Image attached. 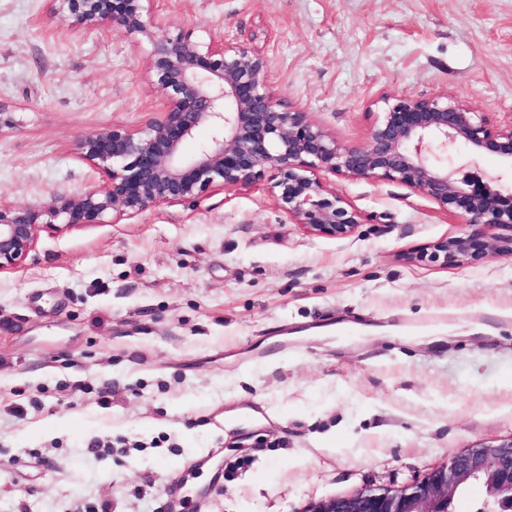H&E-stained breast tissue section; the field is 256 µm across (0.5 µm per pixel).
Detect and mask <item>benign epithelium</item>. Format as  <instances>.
<instances>
[{
  "label": "benign epithelium",
  "mask_w": 512,
  "mask_h": 512,
  "mask_svg": "<svg viewBox=\"0 0 512 512\" xmlns=\"http://www.w3.org/2000/svg\"><path fill=\"white\" fill-rule=\"evenodd\" d=\"M71 25L86 34L118 27L151 45L149 70L161 94L160 116L146 127H112L81 138L76 151L108 181L103 191L24 208L0 206V272L19 267L45 229L106 224L111 216L213 189L254 185L270 172L267 189L304 232L336 239L353 235L361 215L318 176L398 181L463 218L467 230L440 239L412 259L443 267L477 265L492 254L512 255V234L488 241V231H512V191L479 179L458 181L438 163L456 144L512 164V123L493 127L452 95L381 99L368 144L344 148L303 112L285 108L272 91L265 55L256 49L171 36L151 21L156 0H61ZM208 138L189 153L202 129ZM476 482L482 512L512 498V436L451 455L403 486H364L310 502L303 512H446L456 492Z\"/></svg>",
  "instance_id": "benign-epithelium-1"
}]
</instances>
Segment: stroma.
I'll return each mask as SVG.
<instances>
[{
    "label": "stroma",
    "mask_w": 512,
    "mask_h": 512,
    "mask_svg": "<svg viewBox=\"0 0 512 512\" xmlns=\"http://www.w3.org/2000/svg\"><path fill=\"white\" fill-rule=\"evenodd\" d=\"M169 33L261 50L278 100L346 148L382 96L512 121V0H160ZM146 38L0 0V204L104 189L78 139L158 116ZM446 162L512 173L467 146ZM362 215L304 233L266 184L41 231L0 273V512H303L512 437V257L409 261L458 234L414 189L323 174Z\"/></svg>",
    "instance_id": "35a3bbf8"
}]
</instances>
